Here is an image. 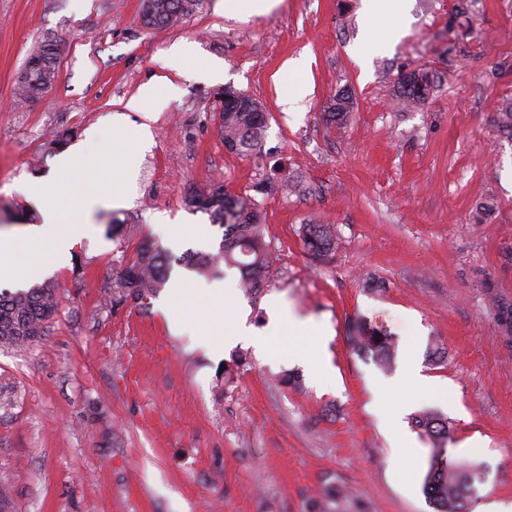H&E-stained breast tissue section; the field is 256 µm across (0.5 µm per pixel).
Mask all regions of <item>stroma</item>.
I'll return each mask as SVG.
<instances>
[{"mask_svg":"<svg viewBox=\"0 0 512 512\" xmlns=\"http://www.w3.org/2000/svg\"><path fill=\"white\" fill-rule=\"evenodd\" d=\"M462 2L410 0L408 15L368 21L362 0H282L241 19L205 0L183 23L147 28L141 0H0V236L44 221L19 186L53 167L50 131L86 142L143 85L166 89L130 204L99 209L66 260L46 263L40 278L61 296L46 336L0 350V512H306L335 482L370 512H434L421 491L428 439L392 443L370 409L391 378L389 406L439 409L455 427L453 457L484 465L473 512L512 500V343L481 288L491 281L512 300V132L495 121L512 101V0H474L459 25ZM48 38L59 52L53 89L18 104L17 75ZM299 58L311 93L289 112L286 64ZM193 61L223 66L221 79L196 77ZM417 68L436 75L435 91L400 110L393 88ZM227 86L268 114L259 155L227 152L217 134L214 94ZM343 88L354 111L327 128L321 113ZM285 174L302 191L284 192ZM212 184L256 200L278 258L271 286L236 289L235 307L260 328L275 295L330 327L332 378L244 344L218 356L196 348L212 324L189 302L172 331L161 292L110 306L113 275L139 242L177 256L217 251L222 228L185 204ZM483 201L494 211L477 224ZM159 213L206 228V242L155 233ZM115 219L125 235H112ZM303 224L336 225L335 253L307 255ZM355 318L396 337L391 369L351 348ZM432 343L447 347V363L427 361ZM410 355L434 391L403 379Z\"/></svg>","mask_w":512,"mask_h":512,"instance_id":"stroma-1","label":"stroma"}]
</instances>
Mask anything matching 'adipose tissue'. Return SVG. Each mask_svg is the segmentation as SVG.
Returning <instances> with one entry per match:
<instances>
[{
    "label": "adipose tissue",
    "mask_w": 512,
    "mask_h": 512,
    "mask_svg": "<svg viewBox=\"0 0 512 512\" xmlns=\"http://www.w3.org/2000/svg\"><path fill=\"white\" fill-rule=\"evenodd\" d=\"M213 296L231 299L232 290L228 282H217L206 286L182 277H173L167 298L161 304L170 329H178L180 324V308L185 300H193L200 311H207L208 300ZM269 320L260 329L248 326L240 318L228 321L217 320L211 337L202 340V347L209 350H220L235 342L246 340L263 351H270L273 342L282 340L286 336H323L326 328L308 319L285 313L278 297H271L268 301Z\"/></svg>",
    "instance_id": "ef3b65f1"
}]
</instances>
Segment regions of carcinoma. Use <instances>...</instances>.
Segmentation results:
<instances>
[{
  "instance_id": "obj_1",
  "label": "carcinoma",
  "mask_w": 512,
  "mask_h": 512,
  "mask_svg": "<svg viewBox=\"0 0 512 512\" xmlns=\"http://www.w3.org/2000/svg\"><path fill=\"white\" fill-rule=\"evenodd\" d=\"M204 0H155L153 11L141 8V20L147 28L175 25L193 16ZM41 66L26 73L18 81L17 95L27 102L45 96L57 77V46L46 39L30 53ZM435 75L418 69L403 74L394 86V99L406 108L426 103L435 88ZM227 103L215 118L220 139L237 145V153L249 155L261 150L267 113L262 104L248 96L240 99V91L224 88ZM353 110V96L342 89L330 99L322 119L327 125L342 124ZM186 204L195 212L209 216L211 223L224 228L215 254L196 252L180 258L184 265L202 275L221 273L220 263H234L242 270L241 288L257 295L274 277L275 255L266 242L259 219V206L249 196H235L215 184L187 195ZM303 248L311 255L326 256L336 247V231L328 224H304L300 228ZM172 267V255L158 247L141 243L128 262L119 268L112 280V307L149 298L164 288ZM486 298L496 310L499 328L512 334V303L497 294L492 283H484ZM60 307L57 288L49 282L35 284L26 290L0 292V348L26 349L45 336ZM352 348L370 355L383 369L396 355V338L383 328L360 325L348 337ZM413 429L431 444L429 464L422 492L435 512H469L474 494V466L448 458V441L454 427L448 417L424 409L411 415ZM309 512H368L366 504L339 486H329Z\"/></svg>"
}]
</instances>
